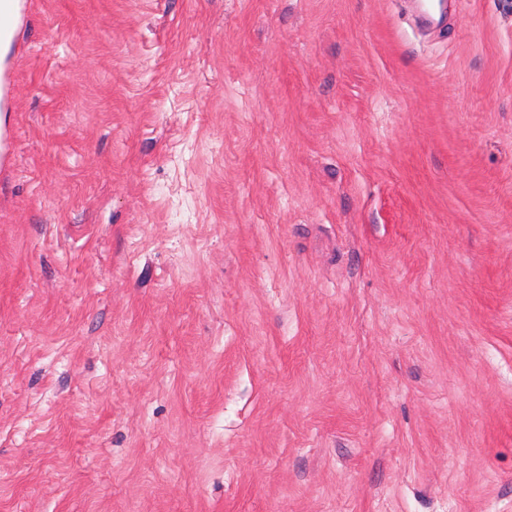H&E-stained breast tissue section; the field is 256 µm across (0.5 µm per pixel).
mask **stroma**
<instances>
[{
	"label": "stroma",
	"instance_id": "stroma-1",
	"mask_svg": "<svg viewBox=\"0 0 512 512\" xmlns=\"http://www.w3.org/2000/svg\"><path fill=\"white\" fill-rule=\"evenodd\" d=\"M26 2L0 512H512V0Z\"/></svg>",
	"mask_w": 512,
	"mask_h": 512
}]
</instances>
